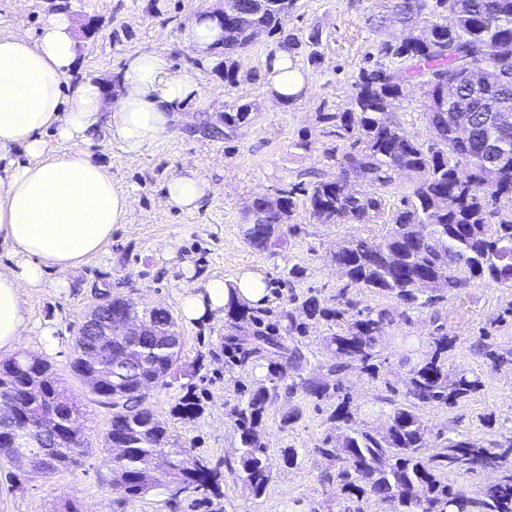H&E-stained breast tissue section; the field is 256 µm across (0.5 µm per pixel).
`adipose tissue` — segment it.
Segmentation results:
<instances>
[{
  "mask_svg": "<svg viewBox=\"0 0 512 512\" xmlns=\"http://www.w3.org/2000/svg\"><path fill=\"white\" fill-rule=\"evenodd\" d=\"M222 34L207 4L186 30L202 64H212V44ZM80 43L70 10L46 14L37 31L14 25L0 28V242L11 265L0 266V352L17 349L29 317L22 306L26 288L45 285L50 270H67L98 254L115 225L127 223L135 199L112 181L109 167L96 163L91 147L106 132L127 156L143 149L186 114L208 111L198 69L173 70L158 51L130 54L119 75L116 96L102 82L74 78ZM264 78L280 103L302 95L301 74L288 51H275ZM67 142L68 152L48 148L44 136ZM22 149L23 160L12 159ZM168 208L191 212L201 207L211 184L190 167L161 187ZM236 293H229V286ZM267 285L247 271L226 284L209 280L186 289L182 312L194 321L222 314L230 297L262 304Z\"/></svg>",
  "mask_w": 512,
  "mask_h": 512,
  "instance_id": "adipose-tissue-1",
  "label": "adipose tissue"
}]
</instances>
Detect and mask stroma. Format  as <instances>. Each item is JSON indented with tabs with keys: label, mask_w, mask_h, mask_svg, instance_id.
I'll list each match as a JSON object with an SVG mask.
<instances>
[{
	"label": "stroma",
	"mask_w": 512,
	"mask_h": 512,
	"mask_svg": "<svg viewBox=\"0 0 512 512\" xmlns=\"http://www.w3.org/2000/svg\"><path fill=\"white\" fill-rule=\"evenodd\" d=\"M71 6L81 48L79 73L103 82L107 93H114L119 70L136 51H159L167 54L173 69L186 67L192 48L183 34L197 13V0H72ZM381 9V0H298L288 19L289 30L319 29L322 42L316 63L296 55L304 92L288 104L274 102L264 81L266 57L277 48L266 35H259L238 56L236 85L225 84L215 69H203L199 85L210 101L211 116H222L230 102L260 106L255 121L234 137L207 138L178 122L132 158L109 139L95 143L93 158L110 166L116 185L132 193L135 213L128 223L113 228L101 253L76 268L52 272L43 287L24 292L29 325L18 350L19 355H35L53 365L68 396L86 413L89 442H97L112 416L71 371L72 339L95 293L129 297L141 307H164L176 318L184 337L180 371L169 385L153 389L148 400L168 420L181 446L192 456L215 461L236 446L231 413L245 402L249 387L265 382L267 369L262 360L246 373L230 365L224 349L232 333L227 316L183 320L180 298L186 287L212 277L230 281L241 270L252 269L267 283L266 308L290 310L295 306L292 294L329 299L344 286L346 279L332 260L341 241L382 237L379 222L317 223L303 202L292 217L300 231L285 235L283 245L261 251L243 236L244 210L254 197L272 195L308 170L333 173L337 158L348 151V141L329 135L318 111H345L360 69L380 61L382 42L402 39L401 30L378 32L369 24V15ZM421 100V90L411 87L393 110L404 133L424 141L429 130ZM302 139L307 149L297 148ZM186 166L197 169L213 187L192 213L165 207L160 191ZM295 266L303 274L293 281L289 272ZM511 305L512 288L471 281L436 309L413 312L410 322L388 329L383 340L385 382H369L355 370L345 372L344 382L361 408H374L373 423L385 424L387 414L379 398L386 395L387 385L401 386L406 372L401 355L428 335L430 316L436 311L458 338L450 365L481 374L483 386L456 408H422L425 421L433 431L453 430L478 442L512 433V369L492 370L469 349L487 319ZM187 395L198 396L200 408L183 417L175 407ZM293 407L300 410V419L282 427V418ZM331 411L330 403L311 400L300 391L268 406L263 427L273 478L257 499L234 474L225 475L222 495L210 499H174L163 484L143 496L125 495L113 490L112 468L106 455L95 450L80 466L49 476L34 473L26 462L0 459V512H60L68 500L82 512H339L335 487L321 480L327 463L313 453L331 433ZM287 448L297 450L296 465L284 463Z\"/></svg>",
	"instance_id": "35a3bbf8"
}]
</instances>
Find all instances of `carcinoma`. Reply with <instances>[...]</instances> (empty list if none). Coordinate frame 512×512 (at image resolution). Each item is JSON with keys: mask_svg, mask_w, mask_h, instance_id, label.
<instances>
[{"mask_svg": "<svg viewBox=\"0 0 512 512\" xmlns=\"http://www.w3.org/2000/svg\"><path fill=\"white\" fill-rule=\"evenodd\" d=\"M296 3L231 0L218 20L223 35L211 47L225 83H237L235 57L260 33L290 53L320 44L317 29L301 37L288 31ZM446 8L448 0H386L385 11L371 23L377 30L401 27L407 37L395 45L382 44L391 63L360 71L349 108L319 113L329 134L350 140L349 151L336 160V174L306 172L309 187L277 188L274 208L267 198L255 197L248 208L252 223L244 230V239L257 250L278 245L284 231L298 230L289 220L299 193L307 197L320 224H370L382 214L385 196L399 190L394 174L407 171L415 181L403 191L401 207L391 212L381 241H345L334 261L348 282L332 299L306 298L297 315L284 311L267 322L265 309L234 300L226 306L232 328L253 326L252 332L229 338L232 365L244 370L265 359L279 381L308 364L299 345L307 322L327 325L325 345L336 357L328 368L330 378H302L288 386V394L299 387L317 401L337 400L329 415L336 438H326L314 452L335 468L325 471L322 481L336 485L338 498L346 503L342 512H365L370 501L387 506L385 512H512V435L480 444L461 433L432 432L419 413L423 406L453 408L483 386L480 375L448 365L457 338L444 324L429 332L419 356H403L408 367L403 399H395L396 390L386 386L392 393L382 399L389 405L387 430L359 424L360 407L351 401L341 377L358 368L373 381L380 378L387 329L397 320L410 321L415 309L444 299L431 285L444 281L449 294L474 279L512 288V218L502 217L504 211L512 213V129L500 137L497 163L488 167L482 156L485 111L477 107L473 89L462 81L455 89V110L470 129L463 143L456 141L454 124L448 122L445 96L448 79L474 63L483 71L482 91L512 113V0H460L451 25L441 17ZM414 84L424 88L421 109L431 133L426 142L407 137L391 112L393 102ZM257 113L254 104H226L224 129L211 125L209 116L201 128L229 137ZM354 181L367 189H353ZM494 218L499 222L493 230ZM351 288L385 295L397 306L361 308L348 297ZM97 301L108 321L100 336L76 331L72 371L96 401L112 409L101 444L106 451L123 449L112 458V485L129 496L146 495L156 487L160 472L174 497L216 494L225 470L241 478L248 495L261 497L272 480L261 440L263 417L280 385L257 386L234 409L239 445L233 455L216 464L203 458L189 462L168 423L147 403L148 392L167 384L181 359L182 336L173 315L160 307L140 311L120 296L101 294ZM509 317L512 305L487 321L470 350L494 365L512 363V347H502L492 334ZM1 401L13 404L14 417L0 421V456L14 457L17 432L32 426L48 443L31 457L34 470L51 474L81 465L89 451L84 412L65 395L50 362L34 355L0 361ZM492 459L501 461L497 480L474 492L448 483V476L477 474Z\"/></svg>", "mask_w": 512, "mask_h": 512, "instance_id": "1", "label": "carcinoma"}]
</instances>
